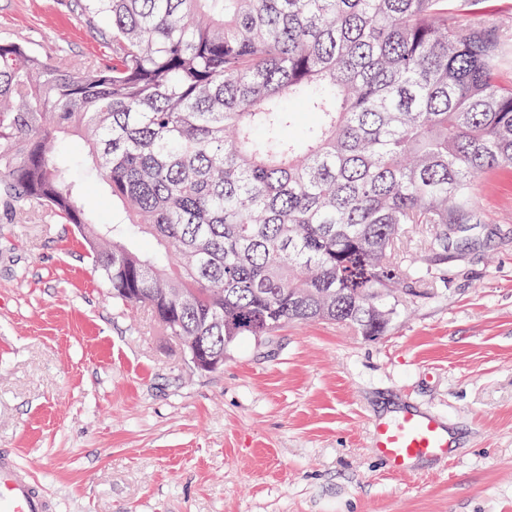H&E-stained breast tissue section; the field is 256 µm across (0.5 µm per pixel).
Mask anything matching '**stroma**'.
Here are the masks:
<instances>
[{"mask_svg": "<svg viewBox=\"0 0 512 512\" xmlns=\"http://www.w3.org/2000/svg\"><path fill=\"white\" fill-rule=\"evenodd\" d=\"M75 0H0V39L107 64ZM478 245L433 272L384 335L291 324L193 369L117 306L74 225L0 202V449L59 512H512V174L483 175ZM403 402L447 420L439 471L397 476L368 422Z\"/></svg>", "mask_w": 512, "mask_h": 512, "instance_id": "stroma-1", "label": "stroma"}]
</instances>
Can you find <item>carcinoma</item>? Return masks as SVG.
Returning <instances> with one entry per match:
<instances>
[{"label":"carcinoma","instance_id":"1","mask_svg":"<svg viewBox=\"0 0 512 512\" xmlns=\"http://www.w3.org/2000/svg\"><path fill=\"white\" fill-rule=\"evenodd\" d=\"M473 0H76L112 63L54 65L0 41V200L74 225L112 301L185 353L290 323L382 335L419 268L492 223L477 180L512 168V40ZM316 121L300 126L299 114ZM80 137L112 203L88 211L55 154ZM137 234L158 249L135 246Z\"/></svg>","mask_w":512,"mask_h":512}]
</instances>
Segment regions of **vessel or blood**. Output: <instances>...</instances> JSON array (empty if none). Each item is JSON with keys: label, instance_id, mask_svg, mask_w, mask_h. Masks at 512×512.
Returning <instances> with one entry per match:
<instances>
[{"label": "vessel or blood", "instance_id": "1", "mask_svg": "<svg viewBox=\"0 0 512 512\" xmlns=\"http://www.w3.org/2000/svg\"><path fill=\"white\" fill-rule=\"evenodd\" d=\"M369 445L391 473L406 475L423 465L445 464L457 441L438 414L408 404L370 421ZM0 512H57L38 478L5 449H0Z\"/></svg>", "mask_w": 512, "mask_h": 512}]
</instances>
